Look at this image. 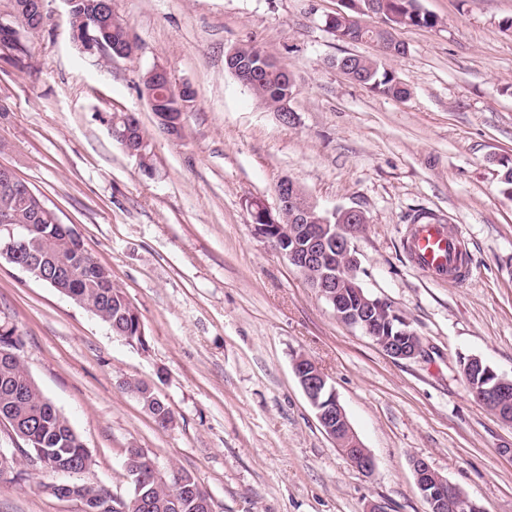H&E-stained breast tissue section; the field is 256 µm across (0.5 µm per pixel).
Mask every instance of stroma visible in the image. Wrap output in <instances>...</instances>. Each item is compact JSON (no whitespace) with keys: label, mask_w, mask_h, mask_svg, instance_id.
Segmentation results:
<instances>
[{"label":"stroma","mask_w":512,"mask_h":512,"mask_svg":"<svg viewBox=\"0 0 512 512\" xmlns=\"http://www.w3.org/2000/svg\"><path fill=\"white\" fill-rule=\"evenodd\" d=\"M439 19L397 29L390 68L410 95L350 82L331 61L371 56L325 26L342 0H112L135 54L104 63L70 37L63 0L0 45V167L40 193L112 274L148 344L112 335L86 308L0 257V319L21 359L69 421L92 465L82 481L127 497L124 451L160 472L181 468L215 512H425L411 465L428 460L487 512H512V424L473 399L459 360L477 356L512 376V198L496 159L512 156V0H419ZM251 44L296 80L283 123L224 67ZM166 67L196 97L182 131L160 129L139 94ZM132 113L154 176L113 138ZM290 177L323 212L367 217L354 241L365 292L387 299L426 354L388 356L339 321L287 258L255 235L249 204L276 209ZM457 225L471 259L466 283L433 281L406 251L414 211ZM304 354L327 375L372 453L359 472L321 428L292 370ZM125 380L150 383L174 414L158 427ZM52 475H0V512H81L45 489Z\"/></svg>","instance_id":"35a3bbf8"}]
</instances>
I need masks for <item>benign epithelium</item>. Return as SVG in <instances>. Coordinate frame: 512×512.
<instances>
[{"label": "benign epithelium", "instance_id": "benign-epithelium-1", "mask_svg": "<svg viewBox=\"0 0 512 512\" xmlns=\"http://www.w3.org/2000/svg\"><path fill=\"white\" fill-rule=\"evenodd\" d=\"M71 35L74 41L80 44L83 51L110 60L112 54L109 48L100 41H93L89 36L81 34L73 28ZM226 68L243 84L257 78L260 73L259 66L254 59L238 54L231 49L225 55ZM157 81L164 84L169 90L186 98L194 96L192 88L187 84L176 86L170 72L163 66H155L150 70ZM294 182L283 178L279 182L277 191L278 213L292 209V219L302 225L300 233L291 234L285 243L278 246L279 252L287 257L290 264L303 276L307 275L309 268L320 263L329 249L336 250V276L325 273L309 279V283L322 297L331 303L336 316L341 321H349V325L360 328L370 336L384 352L396 359L416 358L424 353L423 343L415 341L401 344L381 338L373 333L376 324L375 318L385 315V320L400 327L399 336H409L408 321L397 313L390 302L384 298L368 295L358 281L359 262L356 256L353 239L362 231L367 223L366 216L359 209L335 210L332 213L317 214L314 209H306L295 205ZM22 244L19 225L9 223V219H0V254L6 257L17 254ZM22 269L34 273L38 278L49 280L53 270L39 258H29L22 264ZM350 297L358 302L357 310H350L342 298ZM461 367L464 378H470L476 371L486 370L490 376L487 386L476 392V398L483 404L495 407V411L506 418L512 416V378L496 372L482 364L477 356L461 358ZM292 369L303 390L307 400L315 410L316 418L321 427L336 445L344 446L343 453L351 464L360 472L370 475L375 469L372 454L363 446L354 432L347 414L338 400L336 391L328 381L326 374L310 359L297 355L293 359ZM85 466L81 469L72 468L59 461L50 462L37 451L29 454L31 465L42 470L52 469L60 475H80L91 466L89 452H84ZM413 473L419 493L427 505L426 512H485L478 500L471 497L460 487L452 484L447 478L440 475L423 457L413 460ZM55 493L63 499L80 502L82 512H104L106 509H119L123 499L112 494L110 490L101 492V497H85L80 494L82 485L77 481H64L54 484Z\"/></svg>", "mask_w": 512, "mask_h": 512}]
</instances>
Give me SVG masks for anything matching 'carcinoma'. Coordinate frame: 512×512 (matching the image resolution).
Listing matches in <instances>:
<instances>
[{
  "label": "carcinoma",
  "mask_w": 512,
  "mask_h": 512,
  "mask_svg": "<svg viewBox=\"0 0 512 512\" xmlns=\"http://www.w3.org/2000/svg\"><path fill=\"white\" fill-rule=\"evenodd\" d=\"M39 0H14V15L22 28L32 32L36 21ZM346 17L333 19L328 31L338 40L348 43L371 42L378 46L393 42L392 32L378 25L364 27L354 22L361 17L359 8L367 7L366 0H350ZM380 10L395 16L394 25L401 27H434L435 16L421 10L419 0H377ZM99 0H79L73 5L75 24L81 31H88L104 43L116 44L131 57L135 47L121 40L122 22L112 17L108 8L100 9ZM347 78L378 94L403 100L410 95L409 89L393 71L387 68L385 57L350 55L345 63ZM286 66L263 76L262 81L248 87L255 96L279 111L290 103L288 96L294 87L285 79ZM141 94L150 98L152 112L181 113V99L161 89L158 82L142 77ZM501 192L512 197V158L502 157ZM44 198L32 190L25 194L0 180V215L9 213L13 223L23 225L22 238L26 247L10 263L21 266L31 256H37L46 264H60L49 286L85 307L105 322L116 336L131 339V344L145 346V332L136 309L124 293L112 285V275L103 265L91 260L88 251L68 224L46 223L39 218ZM22 339L11 329L0 332V418L17 435H24L25 448L12 464L17 468L28 463V454L39 448L43 454L79 465L83 459V444L68 420L44 396L31 381L18 351ZM121 388L137 395L142 408L161 427L173 423L174 415L155 389L144 381H125ZM125 458L131 471L146 475L152 464L149 456L141 455L135 448L125 450ZM208 494L189 472L174 469L167 483H152L133 489L125 499L124 512H207Z\"/></svg>",
  "instance_id": "obj_1"
}]
</instances>
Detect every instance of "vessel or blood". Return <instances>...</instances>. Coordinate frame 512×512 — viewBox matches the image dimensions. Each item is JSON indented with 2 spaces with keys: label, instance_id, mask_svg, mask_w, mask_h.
<instances>
[{
  "label": "vessel or blood",
  "instance_id": "vessel-or-blood-1",
  "mask_svg": "<svg viewBox=\"0 0 512 512\" xmlns=\"http://www.w3.org/2000/svg\"><path fill=\"white\" fill-rule=\"evenodd\" d=\"M407 251L413 264L432 278L456 282L469 273L462 235L439 221L411 225Z\"/></svg>",
  "mask_w": 512,
  "mask_h": 512
}]
</instances>
